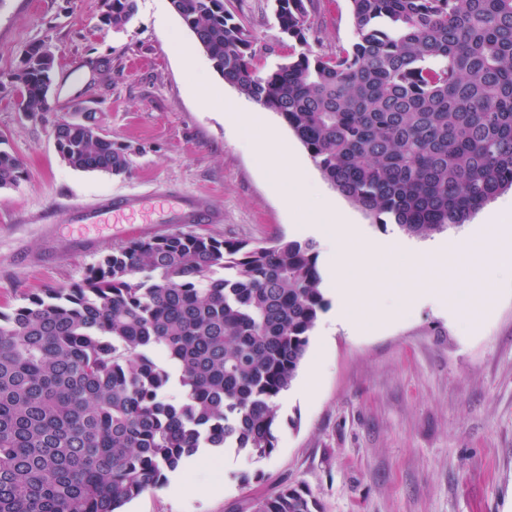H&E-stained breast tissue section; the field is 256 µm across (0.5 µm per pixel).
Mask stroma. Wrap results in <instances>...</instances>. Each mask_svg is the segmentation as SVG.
<instances>
[{
  "instance_id": "stroma-1",
  "label": "stroma",
  "mask_w": 512,
  "mask_h": 512,
  "mask_svg": "<svg viewBox=\"0 0 512 512\" xmlns=\"http://www.w3.org/2000/svg\"><path fill=\"white\" fill-rule=\"evenodd\" d=\"M104 0H0V73L21 65L30 45L56 54L52 110L26 119L14 97L0 93V137L24 164L14 188L0 190V308H15L42 288L80 281L88 268L131 239L172 232L169 224H57L73 204L93 205L115 194L167 185L211 194L224 212L218 224L196 231L252 243L313 239L297 217L310 205L275 184L250 140L224 111L198 95L210 82L245 112L258 104L224 82L203 51L183 59L194 39L170 0H137L122 29L102 28ZM225 9L253 37L258 65L299 52L282 40L274 0H224ZM309 21L331 53L355 40L350 0H315ZM93 113L100 133L132 148L120 176L76 171L56 150L53 123L67 113ZM268 124L293 147L322 192L371 240L404 237L380 228L322 176L293 130L272 111ZM425 288L452 289L457 302L405 305L399 293L384 304L398 308L384 320L364 311V328L350 336L325 329L326 310L313 330L291 387L277 401L278 444L256 459L232 450L202 448L169 480L216 483L208 494H175L161 487L127 504L124 512H250L253 497L288 482L307 485L324 512H512V273L502 272L476 322L461 316L466 286L421 270ZM315 376L312 394L302 385Z\"/></svg>"
}]
</instances>
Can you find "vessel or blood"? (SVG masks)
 I'll return each instance as SVG.
<instances>
[{
    "label": "vessel or blood",
    "mask_w": 512,
    "mask_h": 512,
    "mask_svg": "<svg viewBox=\"0 0 512 512\" xmlns=\"http://www.w3.org/2000/svg\"><path fill=\"white\" fill-rule=\"evenodd\" d=\"M156 212L160 224H214L221 211L203 194H185L166 187L152 194H119L96 205L74 204L61 214L65 224H133L149 212Z\"/></svg>",
    "instance_id": "1"
}]
</instances>
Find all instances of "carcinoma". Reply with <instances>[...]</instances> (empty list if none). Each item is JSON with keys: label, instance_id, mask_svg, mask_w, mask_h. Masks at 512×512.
Masks as SVG:
<instances>
[{"label": "carcinoma", "instance_id": "cac0c4a2", "mask_svg": "<svg viewBox=\"0 0 512 512\" xmlns=\"http://www.w3.org/2000/svg\"><path fill=\"white\" fill-rule=\"evenodd\" d=\"M357 41L309 43L313 0H275L301 51L267 68L224 0H170L224 81L278 113L323 177L381 226L427 237L512 189V0H350ZM123 28L136 0H105ZM54 61L31 45L0 90L44 119ZM74 170L119 175L131 148L83 112L53 124ZM0 190L23 163L2 147ZM311 240L175 231L131 239L83 280L0 310V512H121L200 448L277 447L276 400L327 307ZM178 383L182 395H172ZM251 512H322L287 483Z\"/></svg>", "mask_w": 512, "mask_h": 512}]
</instances>
